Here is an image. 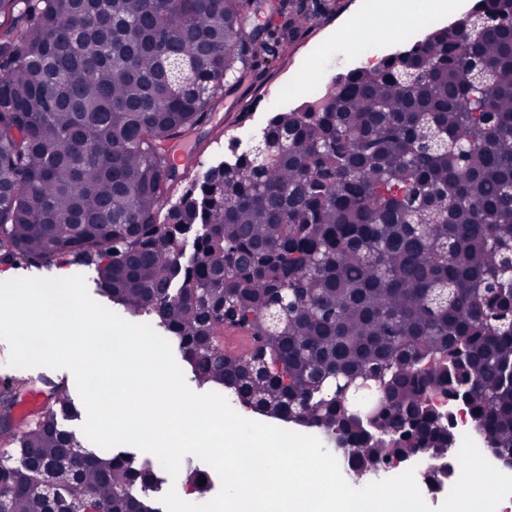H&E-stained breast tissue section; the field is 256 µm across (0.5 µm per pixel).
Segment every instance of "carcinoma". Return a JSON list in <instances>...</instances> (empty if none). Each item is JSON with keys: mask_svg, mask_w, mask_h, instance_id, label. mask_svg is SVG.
<instances>
[{"mask_svg": "<svg viewBox=\"0 0 512 512\" xmlns=\"http://www.w3.org/2000/svg\"><path fill=\"white\" fill-rule=\"evenodd\" d=\"M266 2L0 0V263L84 269L157 319L200 385L341 435L356 471L447 440L436 394L512 451V0L335 78L230 160L171 165L254 75ZM226 327L247 352L224 351ZM365 382L370 419L336 394ZM29 385L0 383V512H161L152 468L62 427L64 383L17 412ZM203 475L181 463L200 495Z\"/></svg>", "mask_w": 512, "mask_h": 512, "instance_id": "carcinoma-1", "label": "carcinoma"}]
</instances>
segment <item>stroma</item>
<instances>
[{
    "instance_id": "obj_1",
    "label": "stroma",
    "mask_w": 512,
    "mask_h": 512,
    "mask_svg": "<svg viewBox=\"0 0 512 512\" xmlns=\"http://www.w3.org/2000/svg\"><path fill=\"white\" fill-rule=\"evenodd\" d=\"M310 19L303 31L268 54L260 76L249 90L223 91L211 103L210 120L179 146L195 169L224 160L232 142L248 143L264 127L273 110L299 108L313 85V62L324 78L358 68L363 51L380 55L407 50L435 30L464 17L475 0H454L455 16L435 12L408 22L399 39V13L393 0H293Z\"/></svg>"
}]
</instances>
